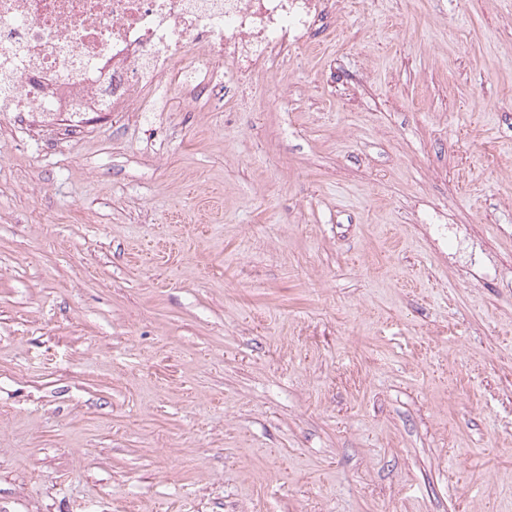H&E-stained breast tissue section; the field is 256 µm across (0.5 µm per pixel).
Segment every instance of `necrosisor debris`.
<instances>
[{
	"label": "necrosis or debris",
	"instance_id": "necrosis-or-debris-1",
	"mask_svg": "<svg viewBox=\"0 0 512 512\" xmlns=\"http://www.w3.org/2000/svg\"><path fill=\"white\" fill-rule=\"evenodd\" d=\"M343 0H0V112L68 129L151 111L162 84L228 99L309 49Z\"/></svg>",
	"mask_w": 512,
	"mask_h": 512
}]
</instances>
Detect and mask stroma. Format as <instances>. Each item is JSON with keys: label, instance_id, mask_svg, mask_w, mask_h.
Instances as JSON below:
<instances>
[{"label": "stroma", "instance_id": "stroma-1", "mask_svg": "<svg viewBox=\"0 0 512 512\" xmlns=\"http://www.w3.org/2000/svg\"><path fill=\"white\" fill-rule=\"evenodd\" d=\"M164 105L0 112V512H512V0Z\"/></svg>", "mask_w": 512, "mask_h": 512}]
</instances>
